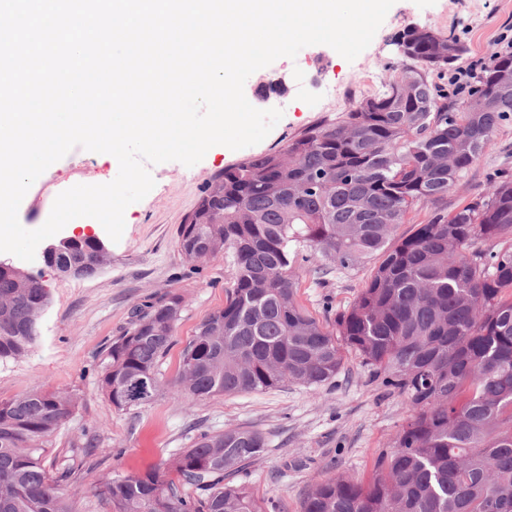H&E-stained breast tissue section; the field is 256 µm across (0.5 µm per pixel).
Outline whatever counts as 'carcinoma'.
Returning a JSON list of instances; mask_svg holds the SVG:
<instances>
[{"mask_svg": "<svg viewBox=\"0 0 512 512\" xmlns=\"http://www.w3.org/2000/svg\"><path fill=\"white\" fill-rule=\"evenodd\" d=\"M402 72L281 151L252 155L215 179L177 227L189 261L220 254L232 268L224 307L197 326L171 391L192 399L333 383L352 350L410 414L368 483L315 484L301 512H512V180L454 212L440 206L460 174L512 118V55L448 104L428 74L462 60L460 40L420 26L394 41ZM435 204L424 224L414 208ZM378 260L353 302L319 319L299 300V270L317 283ZM112 253L84 237L56 261L92 278ZM50 302L39 277L0 269V360L29 352ZM185 310L170 290L133 310L107 349L98 384L117 410L165 389L160 366ZM70 393L0 399V512H79L52 473L48 445L74 414ZM267 447L255 428L199 433L175 453L177 480L109 473L111 512H269L246 481Z\"/></svg>", "mask_w": 512, "mask_h": 512, "instance_id": "carcinoma-1", "label": "carcinoma"}]
</instances>
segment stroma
I'll return each instance as SVG.
<instances>
[{
  "instance_id": "35a3bbf8",
  "label": "stroma",
  "mask_w": 512,
  "mask_h": 512,
  "mask_svg": "<svg viewBox=\"0 0 512 512\" xmlns=\"http://www.w3.org/2000/svg\"><path fill=\"white\" fill-rule=\"evenodd\" d=\"M410 26L454 33L467 48L465 62L486 61L512 41V0H396L354 61L326 45L275 60L255 71L244 87L254 107L283 111L262 142L235 151L212 147L191 167L177 161L150 166L155 186L126 208L123 234L108 244L112 263L97 276L65 277L39 257L28 263V270L41 275L50 303L31 351L0 361V399L36 388L75 394L76 410L53 438L45 465L74 466L69 487L78 493L81 512H110L106 499L91 490L99 476L115 470L129 475L166 471L173 455L203 431L253 427L265 434L267 450L251 465L249 481L256 497L275 502L277 512H301L303 498L317 482L342 474L369 480L376 458L391 449L410 406L404 397L384 394L352 351L345 352L335 381L316 393L295 384L204 400L165 393L151 404L119 411L99 390L98 377L107 348L127 326L131 311L170 290L183 296L185 311L161 372L167 379L177 375L183 348L201 320L223 307L232 278L223 256L188 261L177 243L178 225L224 168L284 149L395 78L402 60L393 39ZM272 79L283 80L284 90L262 100L258 90ZM503 171L512 174V120L496 130L491 145L458 178L446 200L449 210L484 192ZM114 175L105 154L72 149L49 167L42 183L32 184L18 210L20 224L39 228L58 194ZM368 275L362 267L330 276L318 288L309 270L301 269L300 300L318 316L327 302L345 308Z\"/></svg>"
}]
</instances>
